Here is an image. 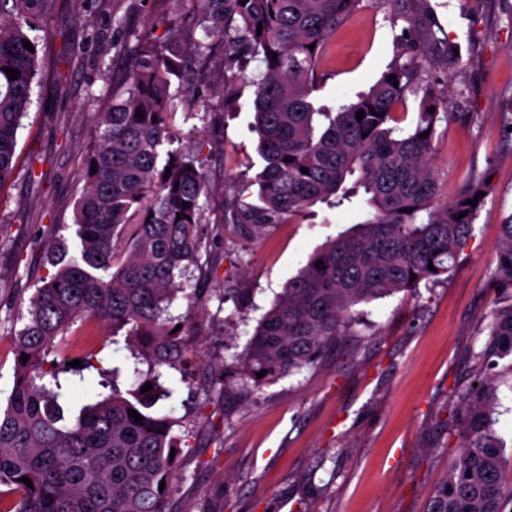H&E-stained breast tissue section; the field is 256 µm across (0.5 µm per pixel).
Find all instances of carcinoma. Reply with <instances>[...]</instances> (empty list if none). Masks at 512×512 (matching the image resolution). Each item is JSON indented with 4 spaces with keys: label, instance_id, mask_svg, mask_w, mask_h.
<instances>
[{
    "label": "carcinoma",
    "instance_id": "1",
    "mask_svg": "<svg viewBox=\"0 0 512 512\" xmlns=\"http://www.w3.org/2000/svg\"><path fill=\"white\" fill-rule=\"evenodd\" d=\"M379 4L391 26L400 20L407 26L394 37L392 61L377 82L335 111L316 106L325 84L317 62L336 29L373 0H200V37L185 42L173 19L162 42L137 39L112 107L98 114V147L83 163L75 248L63 242L48 250L45 262L55 272L43 278L12 336L13 383L0 399V512H169L177 442L174 419L159 411L171 397L161 379L170 370L185 374L190 363L169 308L185 291L177 278L199 260L207 192L195 157L169 148L170 87L187 58L204 61L221 47L263 68L253 79V128L263 161L258 189L247 195L246 187L229 183L223 223L256 236L317 205L362 215L309 256L257 322L233 367L243 393L316 368L346 337L360 335V306L434 285L453 270L479 211L467 201L485 190L483 181L472 180L443 201L431 164L438 123L452 118L432 69L459 58L457 45L428 0ZM53 6L54 0H0V187L14 175L17 131L41 69L31 32ZM8 67L20 71L17 79L8 78ZM410 100L413 123L399 128L398 111ZM500 227L492 274L499 291L488 338L472 352L489 370L512 356V214ZM124 237L130 246L118 254L114 241ZM79 321L112 325L114 344L125 332L132 358L125 369L103 367L92 350L79 356V367L68 366L69 357L48 359ZM123 371L138 377L124 389ZM148 382L153 388L144 393ZM475 382L460 394L462 444L428 512H505L512 458L504 457L494 429L495 389L481 377Z\"/></svg>",
    "mask_w": 512,
    "mask_h": 512
}]
</instances>
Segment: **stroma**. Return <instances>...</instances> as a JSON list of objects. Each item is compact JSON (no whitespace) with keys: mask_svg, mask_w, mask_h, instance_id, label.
Segmentation results:
<instances>
[{"mask_svg":"<svg viewBox=\"0 0 512 512\" xmlns=\"http://www.w3.org/2000/svg\"><path fill=\"white\" fill-rule=\"evenodd\" d=\"M458 63L439 66L453 118L439 125L432 164L442 198L474 179L489 191L456 269L431 288L399 292L366 306L365 335L349 337L315 369L225 399L224 365L240 354L288 278L327 237L358 222L354 210H323L314 220L274 224L260 236L223 223L225 183L260 169L248 125L259 62L239 67L216 52L189 61L170 93L176 146L199 153L203 197L200 263L181 281L207 278L201 306L177 298L191 365L176 381L173 428L180 454L170 512H427L461 439L455 389L484 370L473 358L493 307L491 273L503 217L512 214V0H429ZM197 0H56L41 41L45 62L18 131L17 165L0 187V396L12 385L11 340L29 299L52 267L53 243L72 240L85 156L98 145L97 115L112 104L126 63L112 43L163 39L167 21L192 25ZM394 32L383 8L352 16L319 61V102L356 99L393 58ZM77 55L69 80L56 63ZM208 106H201V98ZM494 371L495 429L512 455V375Z\"/></svg>","mask_w":512,"mask_h":512,"instance_id":"obj_1","label":"stroma"}]
</instances>
